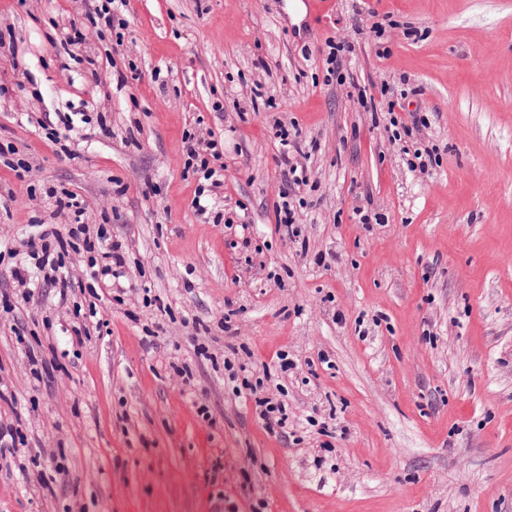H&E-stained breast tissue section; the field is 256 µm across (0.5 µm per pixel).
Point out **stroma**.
<instances>
[{"label":"stroma","mask_w":512,"mask_h":512,"mask_svg":"<svg viewBox=\"0 0 512 512\" xmlns=\"http://www.w3.org/2000/svg\"><path fill=\"white\" fill-rule=\"evenodd\" d=\"M125 15L119 44L82 0H0V75L20 79L0 144L30 164H0V427L25 439L0 465V512H512V0H332L316 20L302 0H128ZM331 37L354 47L344 86L325 79ZM354 82L379 89L374 111ZM404 90L428 123L396 140L385 112ZM79 112L105 113L111 136ZM277 119L299 124L307 187L287 188ZM189 131L224 142L200 211ZM428 143L437 163L410 171ZM48 185L124 243L120 288L73 255L74 288L22 301L27 241L66 221ZM286 190L298 243L275 223ZM231 343L287 402V434L237 394Z\"/></svg>","instance_id":"obj_1"}]
</instances>
